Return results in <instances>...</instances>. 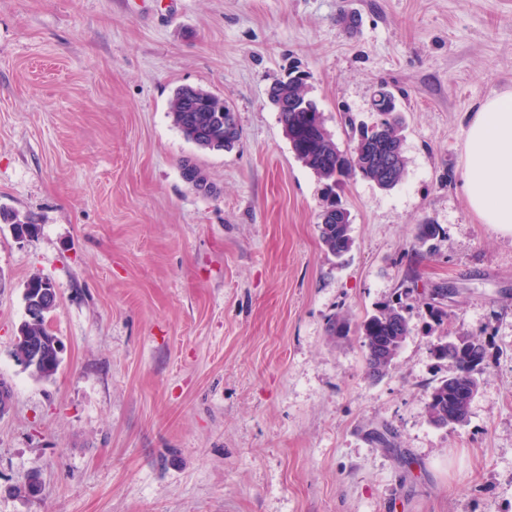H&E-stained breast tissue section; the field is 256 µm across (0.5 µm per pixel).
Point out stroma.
<instances>
[{"instance_id":"35a3bbf8","label":"stroma","mask_w":512,"mask_h":512,"mask_svg":"<svg viewBox=\"0 0 512 512\" xmlns=\"http://www.w3.org/2000/svg\"><path fill=\"white\" fill-rule=\"evenodd\" d=\"M291 73L343 150L341 113L400 95L406 174L347 184L341 259L268 100ZM183 86L233 107L232 151L174 126ZM509 90L512 0H0V209L35 226L0 224V512H512V233L462 190L468 119ZM419 224L441 229L424 257ZM35 273L64 345L48 380L13 353ZM398 298L412 331L375 380L357 328ZM462 334L485 369L437 428L422 401L453 368L430 348ZM182 177L197 192L203 194L211 193L212 186L207 174L195 163L188 159L183 161Z\"/></svg>"}]
</instances>
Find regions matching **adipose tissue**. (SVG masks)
I'll return each mask as SVG.
<instances>
[{
	"label": "adipose tissue",
	"instance_id": "adipose-tissue-1",
	"mask_svg": "<svg viewBox=\"0 0 512 512\" xmlns=\"http://www.w3.org/2000/svg\"><path fill=\"white\" fill-rule=\"evenodd\" d=\"M463 191L482 223L512 233V92L488 98L469 119Z\"/></svg>",
	"mask_w": 512,
	"mask_h": 512
}]
</instances>
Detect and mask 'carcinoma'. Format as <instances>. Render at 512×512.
Listing matches in <instances>:
<instances>
[{
	"instance_id": "obj_1",
	"label": "carcinoma",
	"mask_w": 512,
	"mask_h": 512,
	"mask_svg": "<svg viewBox=\"0 0 512 512\" xmlns=\"http://www.w3.org/2000/svg\"><path fill=\"white\" fill-rule=\"evenodd\" d=\"M269 100L279 114L291 148L296 157L317 177L325 182L324 205L318 215L319 239L326 251L342 257L349 253L353 240L348 219L340 211V194L348 181L359 176L382 190L394 188L404 177L406 160L403 152L402 119L397 112H378L375 131L357 135L356 125L349 116L345 124L352 132V146L340 149L325 127L322 112H306L292 106L296 100L307 97L301 80L283 79L269 89ZM173 124L186 140L202 150L230 151L241 134L232 108L224 98L202 89L181 88L169 102ZM182 177L196 191L209 194L212 186L207 174L186 159ZM0 221L9 225L17 235L34 230L25 216L16 212H1ZM439 236L435 224L416 227V243L426 244ZM24 301L36 306L39 315L26 318L18 328L14 355L30 351L38 355L37 370L31 375L49 379L59 367L61 340L48 325V318L57 308L56 293L51 281L40 275L31 276L25 285ZM410 325L401 302L386 303L361 325L365 348L366 371L369 377L386 376L410 335ZM436 357L451 363L455 371L431 386L423 400V413L428 422L443 426L448 407L454 406L460 422L467 420L469 404L477 389L479 374L485 362L483 343L468 335L448 338L440 336L433 344Z\"/></svg>"
}]
</instances>
